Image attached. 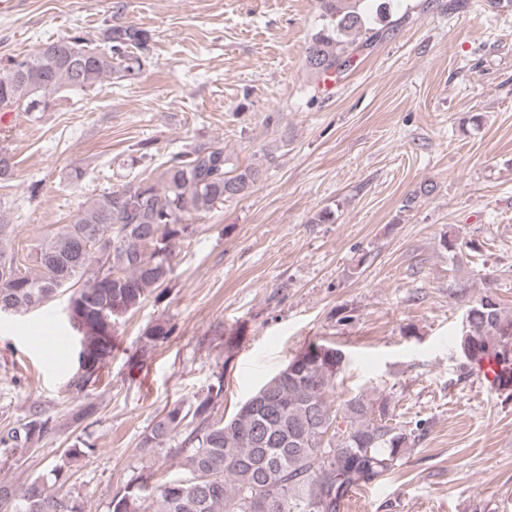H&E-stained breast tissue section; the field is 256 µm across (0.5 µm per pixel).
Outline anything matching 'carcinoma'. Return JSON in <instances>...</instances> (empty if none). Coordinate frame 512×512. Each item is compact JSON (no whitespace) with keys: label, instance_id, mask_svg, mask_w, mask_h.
I'll list each match as a JSON object with an SVG mask.
<instances>
[{"label":"carcinoma","instance_id":"obj_1","mask_svg":"<svg viewBox=\"0 0 512 512\" xmlns=\"http://www.w3.org/2000/svg\"><path fill=\"white\" fill-rule=\"evenodd\" d=\"M318 23L305 64L318 78L342 75L354 55L389 29L390 4L366 9L365 0H317ZM105 47H90L74 35L52 41L39 52L0 63V112L21 105L45 109L52 96L86 90L114 74L124 78L141 69L135 52L147 49L148 31L113 25ZM220 141L194 145L161 164L158 179L141 174L104 192L78 210L36 246V268L23 271L10 252L14 227L0 222V314L26 313L69 292L65 314L81 336L88 362L76 372L69 392L88 393L112 356L118 321L142 304L173 273L172 257L188 235L190 221L225 201L248 194L260 176L251 165L226 169ZM171 328L155 323L140 336V353L168 339ZM459 344L472 361H498L512 351V317L503 314L488 290L471 298L463 315ZM344 362L334 347L310 343L286 367L268 378L227 418L212 412L223 385L186 411L171 407L142 439L150 453L179 433L180 471L163 482L145 472L112 496L109 512H341L353 489L383 479L395 469L414 431L393 424L391 399L356 395L332 410L328 394ZM342 422H337V419ZM39 416L9 429L0 446L29 448L48 431ZM195 478L192 483L188 478ZM83 512L76 496L51 488L42 477L20 487L0 482V510Z\"/></svg>","mask_w":512,"mask_h":512}]
</instances>
